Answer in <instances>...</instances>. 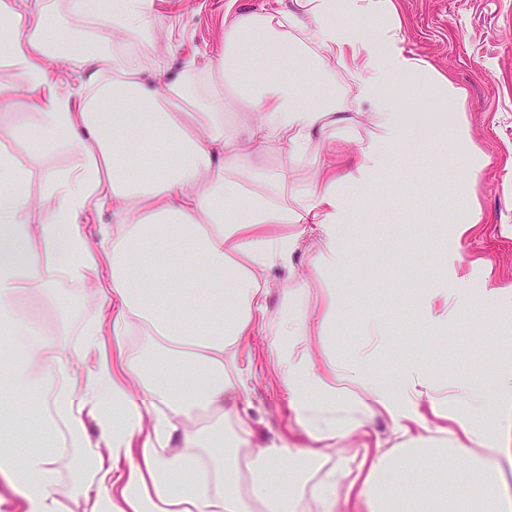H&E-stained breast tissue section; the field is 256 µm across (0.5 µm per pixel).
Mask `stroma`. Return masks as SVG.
I'll return each instance as SVG.
<instances>
[{
  "label": "stroma",
  "instance_id": "35a3bbf8",
  "mask_svg": "<svg viewBox=\"0 0 512 512\" xmlns=\"http://www.w3.org/2000/svg\"><path fill=\"white\" fill-rule=\"evenodd\" d=\"M268 0H155V47L143 59L142 81L174 82L191 75L200 94L211 83L207 68L224 42V14L255 12ZM407 51L425 58L466 92L469 136L460 144L442 145L406 140L383 175L386 189L347 185L352 205L368 212L359 224L338 228L341 257L335 270L315 265L311 236H303L288 267L270 272L269 316H278L285 295H292L298 313L313 336L312 358L335 356L343 364L363 362L374 378L401 386L407 366L416 364L456 394L468 384L485 397L493 395L495 376L512 367V0H395ZM14 70L0 64V86L13 90L12 105L0 110V143L30 159L32 192H39L42 174L69 160L68 146L31 157L26 143L15 140L17 126H35L37 117L25 94L17 90ZM337 102L351 125L336 144L337 153L358 150L369 139L367 107L356 105L344 73H337ZM385 92L402 108L403 126L432 121L455 123L448 101L432 95L417 78L392 75ZM482 164L478 183H470L463 158ZM482 210L481 224L461 232L459 223L471 205ZM335 288L336 322L327 335H316L317 314L327 288ZM448 291V325L435 330L422 322L428 289ZM65 283L44 293L18 297V310L29 316L43 337L59 350L77 347L88 321L106 310L97 298L78 302L60 316L57 302ZM385 326L382 339L362 335L363 312ZM276 342L266 330H255L240 346L236 364L244 371V387L230 395L227 409L247 410L252 418V444L272 440L304 444L292 419L290 394L274 363ZM45 394L9 400L18 435L16 447L26 450L43 436L29 428L39 416ZM82 446L70 444L66 426L56 442L67 457L56 479L62 512H94V497L76 494L74 466L91 464L101 440L96 420L84 414Z\"/></svg>",
  "mask_w": 512,
  "mask_h": 512
}]
</instances>
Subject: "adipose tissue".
Segmentation results:
<instances>
[{
    "mask_svg": "<svg viewBox=\"0 0 512 512\" xmlns=\"http://www.w3.org/2000/svg\"><path fill=\"white\" fill-rule=\"evenodd\" d=\"M277 7L224 16V46L211 74L214 89L197 111H172V98L195 99L186 81L147 86L139 56L116 52L119 33L152 48L154 0H68L69 10L98 24L97 33L65 49L47 35L45 0H0V58L18 75L35 129L18 126L32 154L70 147L65 169L41 181L43 221L31 225L32 169L23 158L0 151V398L43 389L44 425L65 424L75 443L84 440L82 410L95 412L103 453L92 462L98 485L95 512H295L298 499L274 489L283 465L295 485L322 473L314 495L323 512L344 504L347 512H447L460 493L480 512H512V491L493 477L500 461L512 465V371L497 384V426L484 422L487 401L468 398V410L448 408V388L410 369L400 390H391L361 367L335 357L314 362L308 326L291 305L269 318L266 299L271 269L290 264L303 225L318 231L316 260L332 268L340 259L336 227L359 223L344 192L346 181L379 183L390 149L407 136L456 141L466 121L436 123L406 133L399 109L383 86L391 74L425 80L442 98L463 107L464 94L426 59L404 53L399 31L369 34L373 17L395 15L393 0H293ZM91 86L93 97L75 103L58 93L52 66ZM297 67L294 76L287 66ZM344 71L355 99L367 104L373 127L366 146L348 154V170L330 162L329 150L312 136H336V73ZM250 113L247 123L226 116L231 103ZM278 152L282 161L258 164ZM146 165L130 175V158ZM290 189L291 203L279 194ZM112 211L111 230L89 236L81 219ZM296 230L270 235L269 225ZM59 260L56 278L71 300L95 296L109 317L88 323L81 350H97L96 369L73 371L72 355L46 341L16 308L20 293L44 291L51 278L44 256ZM283 339L275 362L288 384L296 420L310 441L306 448L270 443L245 451L252 433L247 413L226 415L224 397L244 379L235 356L256 329ZM132 336L188 355L182 370L159 375L154 359L129 348ZM428 399L429 414L419 410ZM205 424L186 427L198 409ZM384 411L404 437L398 454L381 452L367 424ZM358 437L352 463L325 469L330 442ZM185 449L169 452L173 438ZM474 445L487 458L471 455ZM54 448L16 451L0 428V477L20 494L25 512H59ZM441 470L439 481L403 488L388 481L401 467Z\"/></svg>",
    "mask_w": 512,
    "mask_h": 512,
    "instance_id": "1",
    "label": "adipose tissue"
}]
</instances>
